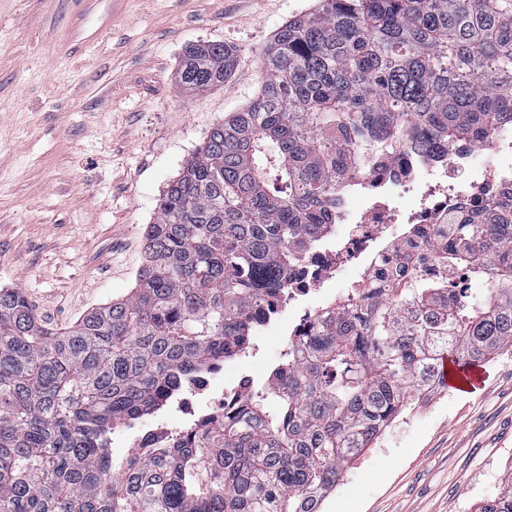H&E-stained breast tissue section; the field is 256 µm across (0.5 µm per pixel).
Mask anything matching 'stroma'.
I'll return each mask as SVG.
<instances>
[{
    "instance_id": "1",
    "label": "stroma",
    "mask_w": 512,
    "mask_h": 512,
    "mask_svg": "<svg viewBox=\"0 0 512 512\" xmlns=\"http://www.w3.org/2000/svg\"><path fill=\"white\" fill-rule=\"evenodd\" d=\"M318 0H0V288L63 329L126 296L185 160L257 97L277 30ZM219 42L223 87L186 92ZM480 389L438 390L348 467L322 512H474L512 475V346ZM236 61L235 51L222 43L189 46L181 60L179 85L189 92L224 86Z\"/></svg>"
}]
</instances>
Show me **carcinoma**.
<instances>
[{
	"instance_id": "1",
	"label": "carcinoma",
	"mask_w": 512,
	"mask_h": 512,
	"mask_svg": "<svg viewBox=\"0 0 512 512\" xmlns=\"http://www.w3.org/2000/svg\"><path fill=\"white\" fill-rule=\"evenodd\" d=\"M235 65L222 43L189 46L179 85L221 87ZM494 129L512 130V0H320L282 25L257 98L164 190L130 294L55 332L0 288V512H322L354 459L439 389L443 356L512 346V203L426 240L483 300L441 275L395 298L358 290L212 427L108 482L107 442L249 343L365 161ZM476 512H512V479Z\"/></svg>"
}]
</instances>
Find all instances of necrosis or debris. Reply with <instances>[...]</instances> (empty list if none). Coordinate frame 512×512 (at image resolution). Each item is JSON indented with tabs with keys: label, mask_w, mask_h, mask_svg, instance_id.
Wrapping results in <instances>:
<instances>
[{
	"label": "necrosis or debris",
	"mask_w": 512,
	"mask_h": 512,
	"mask_svg": "<svg viewBox=\"0 0 512 512\" xmlns=\"http://www.w3.org/2000/svg\"><path fill=\"white\" fill-rule=\"evenodd\" d=\"M512 197V134L499 130L448 146L411 145L382 167L347 182L328 209L326 233L291 269L280 299L264 309L255 334L277 336L287 352L313 329L315 314L337 307L341 293L405 288L413 272L438 273L423 232L480 214L489 201ZM249 355L211 364L178 381L163 398L160 420L125 422L112 433L127 456H145L223 416L226 405L266 386Z\"/></svg>",
	"instance_id": "1"
}]
</instances>
